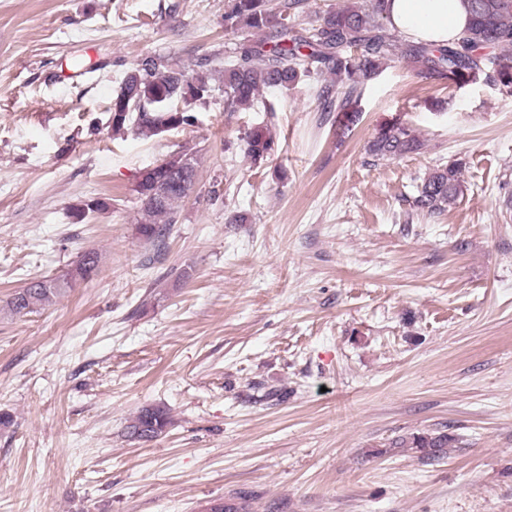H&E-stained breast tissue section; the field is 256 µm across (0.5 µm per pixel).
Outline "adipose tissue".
Segmentation results:
<instances>
[{
  "label": "adipose tissue",
  "mask_w": 512,
  "mask_h": 512,
  "mask_svg": "<svg viewBox=\"0 0 512 512\" xmlns=\"http://www.w3.org/2000/svg\"><path fill=\"white\" fill-rule=\"evenodd\" d=\"M384 17L408 37L436 44L455 39L468 24L463 0H386Z\"/></svg>",
  "instance_id": "1"
}]
</instances>
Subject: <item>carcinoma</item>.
<instances>
[{
    "label": "carcinoma",
    "mask_w": 512,
    "mask_h": 512,
    "mask_svg": "<svg viewBox=\"0 0 512 512\" xmlns=\"http://www.w3.org/2000/svg\"><path fill=\"white\" fill-rule=\"evenodd\" d=\"M384 0H354L328 12L311 29L296 28L291 16L303 0H229L224 12V29L237 38L236 59L224 65V98L227 108L240 111L251 107L266 89H288L316 75L324 81L320 98L324 110L347 122L358 112L364 85L378 76L394 58L410 61L425 76L446 78L454 84L480 78L512 87V60L503 59L495 73L486 72L489 52L512 47V0H465L469 23L448 44L400 40L380 23ZM211 96L207 73H189L160 55L146 54L122 78L112 96L106 125L114 134L130 133L152 137L198 122L197 109ZM247 153L262 159L273 147L271 135L251 131L244 139ZM422 143L402 122L379 129L367 153L373 161L420 150ZM461 167L440 165L417 187L414 205L440 214L463 194ZM198 159L194 148L181 146L161 164L140 173L136 184L141 239L162 250L176 223L177 208L197 183ZM107 198H96L71 209L78 224L88 212L109 209ZM101 257L86 251L66 273L31 281L26 290L8 302L10 311L26 314L56 304L82 282L100 271ZM171 424L170 409L164 404L143 407L127 426V437L151 441ZM457 438L446 431L413 432L401 438L400 447L430 463L455 447Z\"/></svg>",
    "instance_id": "cac0c4a2"
}]
</instances>
